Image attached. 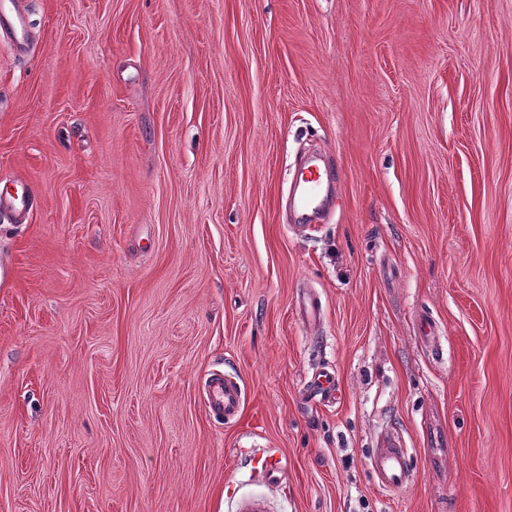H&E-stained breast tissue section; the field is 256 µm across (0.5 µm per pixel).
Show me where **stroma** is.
Wrapping results in <instances>:
<instances>
[{
  "label": "stroma",
  "instance_id": "35a3bbf8",
  "mask_svg": "<svg viewBox=\"0 0 512 512\" xmlns=\"http://www.w3.org/2000/svg\"><path fill=\"white\" fill-rule=\"evenodd\" d=\"M21 2L0 512H512V0ZM311 152L336 196L297 231ZM322 368L338 397L306 402ZM386 427L396 492L369 467ZM249 447L282 450L280 488ZM207 403L210 412L224 418V424L240 420L245 404L243 386L230 375L213 374L206 385ZM403 447L401 435L386 430L378 436L370 458V468L378 483L390 491L399 490L410 483V458ZM241 454L247 461V476L255 482L274 483L284 468L283 454L278 448H264L259 451L243 448Z\"/></svg>",
  "mask_w": 512,
  "mask_h": 512
}]
</instances>
